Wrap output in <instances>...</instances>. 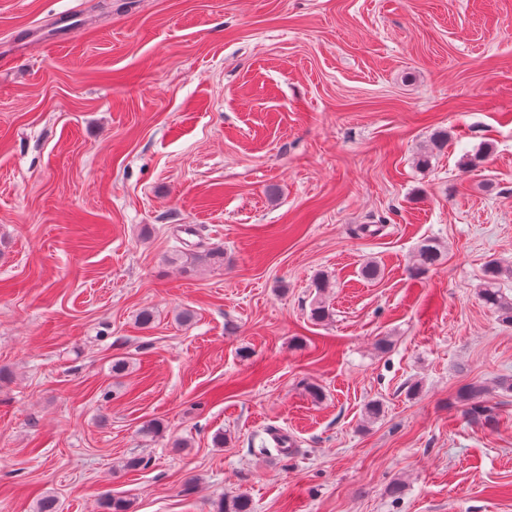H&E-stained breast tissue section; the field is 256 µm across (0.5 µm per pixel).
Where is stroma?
<instances>
[{
	"mask_svg": "<svg viewBox=\"0 0 512 512\" xmlns=\"http://www.w3.org/2000/svg\"><path fill=\"white\" fill-rule=\"evenodd\" d=\"M189 226L223 266L167 262ZM492 259L512 0H0V512H512ZM489 392L488 386L479 380L466 384L458 393L460 400L466 402L470 407V413L474 418H487L490 409L483 405V396Z\"/></svg>",
	"mask_w": 512,
	"mask_h": 512,
	"instance_id": "1",
	"label": "stroma"
}]
</instances>
